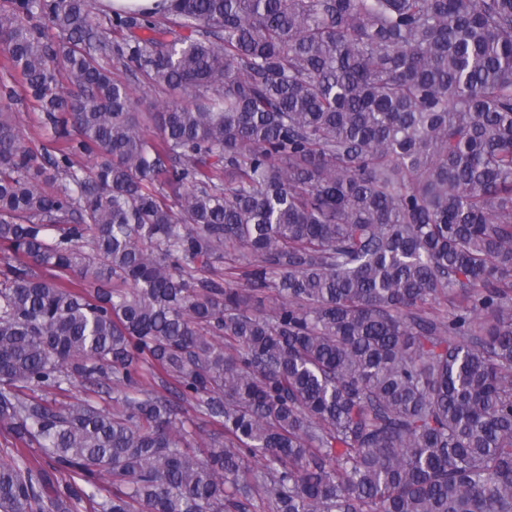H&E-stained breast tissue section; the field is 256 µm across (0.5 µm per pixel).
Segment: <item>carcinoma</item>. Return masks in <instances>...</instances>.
Instances as JSON below:
<instances>
[{"instance_id":"obj_1","label":"carcinoma","mask_w":512,"mask_h":512,"mask_svg":"<svg viewBox=\"0 0 512 512\" xmlns=\"http://www.w3.org/2000/svg\"><path fill=\"white\" fill-rule=\"evenodd\" d=\"M0 69V512H512V0H0Z\"/></svg>"}]
</instances>
